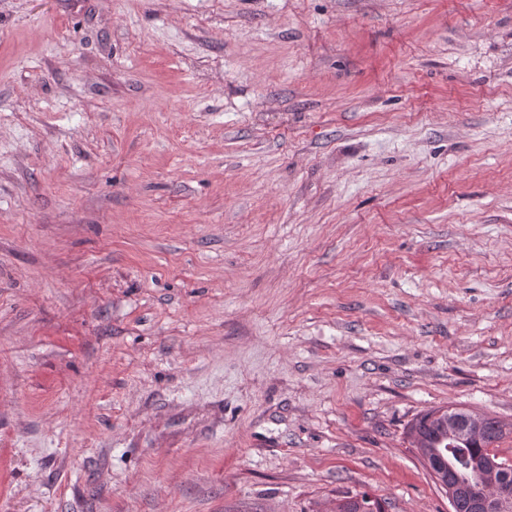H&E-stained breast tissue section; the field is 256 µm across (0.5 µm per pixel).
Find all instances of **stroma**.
Returning <instances> with one entry per match:
<instances>
[{"instance_id": "1", "label": "stroma", "mask_w": 512, "mask_h": 512, "mask_svg": "<svg viewBox=\"0 0 512 512\" xmlns=\"http://www.w3.org/2000/svg\"><path fill=\"white\" fill-rule=\"evenodd\" d=\"M512 464V0H0V512H448ZM448 407L442 418L429 420L437 410H429L417 416L412 422L408 435L415 448H446L448 451ZM447 417V419L443 418ZM452 413H458L463 417H474L470 440L465 444L455 445L450 448L448 466L456 471L457 477L463 481L477 484L482 481V476L473 471L461 467V458L476 456L490 457L496 462L498 457L489 448L503 436V428L496 418L483 413L464 408H453ZM505 464V462H499ZM447 461L443 452L437 449L431 457L425 458V465L431 476L448 492L450 512H512L505 511L503 507L512 503V482L506 475L507 466L499 468H487L489 473L476 487H469L460 481L450 480L446 476ZM458 464L460 468L456 466Z\"/></svg>"}]
</instances>
